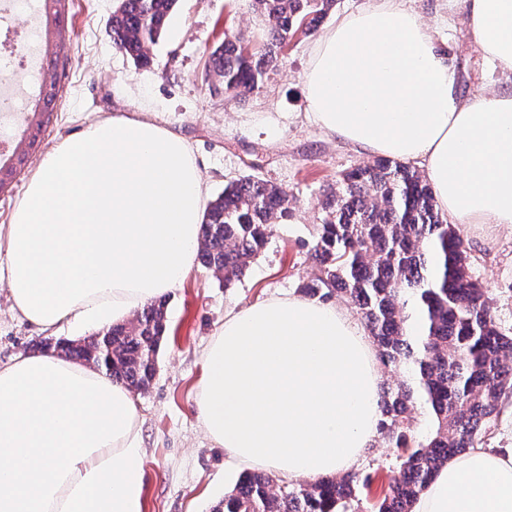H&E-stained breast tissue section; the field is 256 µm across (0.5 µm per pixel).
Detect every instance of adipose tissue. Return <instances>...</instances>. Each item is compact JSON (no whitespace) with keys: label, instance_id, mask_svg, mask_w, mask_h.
<instances>
[{"label":"adipose tissue","instance_id":"obj_1","mask_svg":"<svg viewBox=\"0 0 512 512\" xmlns=\"http://www.w3.org/2000/svg\"><path fill=\"white\" fill-rule=\"evenodd\" d=\"M512 74V0H448ZM408 0H368L315 40L308 115L357 151L423 169L454 224L512 227V85L461 96ZM203 177L179 134L102 120L49 152L7 226L0 278L41 330L101 327L178 288L192 267ZM197 406L227 454L275 475L350 471L377 436L374 351L346 311L300 296L229 313L203 354ZM135 399L55 354L0 365V512H142ZM412 512H512V448L442 467Z\"/></svg>","mask_w":512,"mask_h":512}]
</instances>
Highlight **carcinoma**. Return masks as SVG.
I'll list each match as a JSON object with an SVG mask.
<instances>
[{
    "instance_id": "carcinoma-1",
    "label": "carcinoma",
    "mask_w": 512,
    "mask_h": 512,
    "mask_svg": "<svg viewBox=\"0 0 512 512\" xmlns=\"http://www.w3.org/2000/svg\"><path fill=\"white\" fill-rule=\"evenodd\" d=\"M177 0H118L112 43L134 63L152 64ZM335 0H250L269 28L263 44L249 49L224 38L209 53L224 93L245 96L276 71L280 53L301 30L315 31ZM55 84L41 88L27 119V148L0 161V190L27 165L56 107ZM323 224L313 246L314 276L303 290L321 301L342 299L363 319L385 370L411 364L416 389L403 385L384 396L379 434L400 461L398 475L371 512H412V506L448 459L486 446L502 403L512 398V333L492 313L485 288L454 225L441 219L433 189L412 167L378 158L344 174L325 190ZM288 195L255 174L224 186L200 224L201 263L229 286L243 275L272 233L291 217ZM423 319L414 337L413 315ZM167 331V304L156 301L135 317L87 340L57 343L136 391L146 390ZM434 420L427 437L416 434V402ZM371 477L348 473L278 484L246 472L213 512H355L358 489Z\"/></svg>"
}]
</instances>
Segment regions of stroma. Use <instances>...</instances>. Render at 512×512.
I'll return each instance as SVG.
<instances>
[{"instance_id":"1","label":"stroma","mask_w":512,"mask_h":512,"mask_svg":"<svg viewBox=\"0 0 512 512\" xmlns=\"http://www.w3.org/2000/svg\"><path fill=\"white\" fill-rule=\"evenodd\" d=\"M115 6V0H65L66 40L59 60L40 69L42 82L56 83L61 98L41 136L37 158L94 122L146 118L189 141L207 200L241 174L258 175L293 200L288 222L275 226L239 280L224 285L196 263L180 288L168 294L169 326L157 372L150 387L135 395L144 455L143 512H211L244 468L231 461L202 425L196 400L203 352L229 312L299 294L313 270L324 189L370 157L330 137L307 116L304 73L313 36L295 34L282 51L279 70L246 98H232L208 80L207 60L225 35L240 37L250 47L264 41L268 23L252 12L248 0H179L147 68L113 47ZM410 6L447 51L462 93L507 84V77L475 47L463 12H449L448 0H410ZM456 230L476 277L489 292L497 321L512 328V228L460 224ZM96 332L93 325L54 335L40 330L12 312L0 281L1 364L37 352L51 339L80 342ZM398 469L384 440L376 439L357 467L374 478L364 503H372Z\"/></svg>"}]
</instances>
